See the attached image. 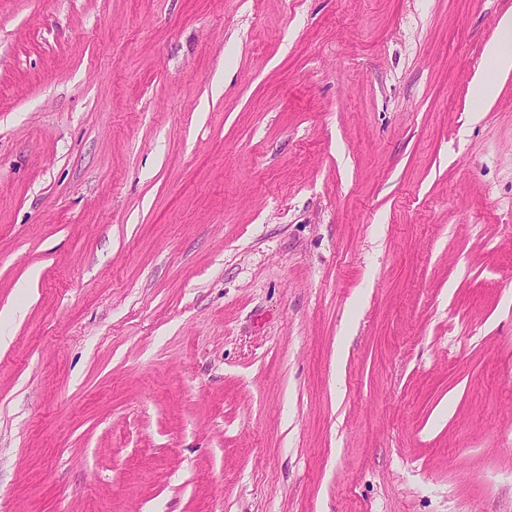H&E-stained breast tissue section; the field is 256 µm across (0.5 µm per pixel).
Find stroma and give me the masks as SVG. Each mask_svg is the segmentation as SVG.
Masks as SVG:
<instances>
[{
    "mask_svg": "<svg viewBox=\"0 0 512 512\" xmlns=\"http://www.w3.org/2000/svg\"><path fill=\"white\" fill-rule=\"evenodd\" d=\"M506 14L0 0V512H512ZM500 39L488 50V56L497 70L512 69V15L504 16L499 23Z\"/></svg>",
    "mask_w": 512,
    "mask_h": 512,
    "instance_id": "35a3bbf8",
    "label": "stroma"
}]
</instances>
